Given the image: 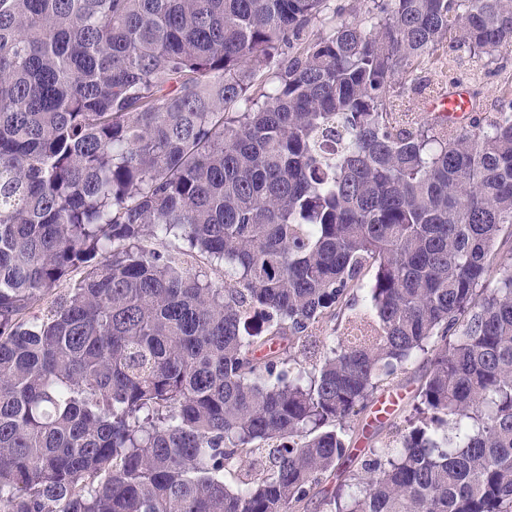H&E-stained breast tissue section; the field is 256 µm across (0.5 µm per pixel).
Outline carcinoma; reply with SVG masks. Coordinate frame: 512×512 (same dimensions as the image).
<instances>
[{
    "mask_svg": "<svg viewBox=\"0 0 512 512\" xmlns=\"http://www.w3.org/2000/svg\"><path fill=\"white\" fill-rule=\"evenodd\" d=\"M363 2L0 0V512H512V0ZM447 50V66L433 67L424 72L417 73L419 78L427 79L433 90L441 86H448L452 77L466 71L470 67L469 55L464 50ZM429 113L448 116V120L457 125L474 112L476 103L473 100L470 88L467 85H451L448 89H441L431 96L425 104ZM512 78V48L504 51L493 64L486 65L479 74L476 86L477 112H495L508 101V87L505 84L507 78ZM510 90V89H509ZM428 367L427 359L423 357L409 365L407 372L401 376L399 386L390 391L391 394L399 395V397H397L398 403L394 413L386 419L377 421L374 419L373 414L366 411L357 422L360 430L364 428L369 435H373V438L380 439L385 437L390 431V428L392 429L391 426L398 425L399 427H403V425H405V416L408 415L413 404L415 389L419 384L421 376L426 372Z\"/></svg>",
    "mask_w": 512,
    "mask_h": 512,
    "instance_id": "carcinoma-1",
    "label": "carcinoma"
}]
</instances>
